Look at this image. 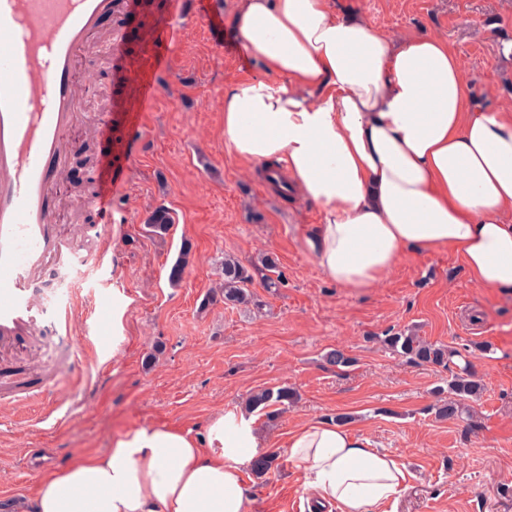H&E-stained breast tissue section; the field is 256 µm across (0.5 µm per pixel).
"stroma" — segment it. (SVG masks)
<instances>
[{"mask_svg":"<svg viewBox=\"0 0 512 512\" xmlns=\"http://www.w3.org/2000/svg\"><path fill=\"white\" fill-rule=\"evenodd\" d=\"M224 21H178V38L156 39L170 0H136L112 20L125 39L112 62L85 73L113 100L137 101V80L155 56L170 59L169 88L155 100L145 127L130 135L112 115L111 154L123 182L112 199L113 273L98 254L96 230L71 214L73 194L60 198L70 241H84L72 267L44 270L38 297L72 296L93 329L76 366H62L35 400L0 399V502L33 498L45 468L103 452L114 439L146 425H172L204 437L211 415L243 408L257 389L287 386L297 399L275 417L259 416L265 452L277 460L264 477L243 474L250 512H308L309 493L288 461L284 442L308 420L335 421L390 452L410 474L395 512H512V292L477 286L460 261L438 250L405 255L378 287L352 293L327 281L305 247L321 223L318 205L275 191L258 166L224 148V94L267 77L232 33L239 0H221ZM388 36L419 32L445 39L459 55L470 98L512 108V0H336ZM159 207L173 223L164 236L146 221ZM191 243L179 283L170 270ZM275 253L288 284L263 286V254ZM249 266L256 302L230 308L214 298L225 256ZM124 292V317L100 304L105 289ZM456 349L482 383L473 416L437 419L431 407L450 373L407 362L379 343L388 330ZM123 337L113 347V337ZM338 348L355 364L325 365ZM50 453L48 467L38 449Z\"/></svg>","mask_w":512,"mask_h":512,"instance_id":"stroma-1","label":"stroma"}]
</instances>
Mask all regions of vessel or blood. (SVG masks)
Segmentation results:
<instances>
[{
    "instance_id": "1",
    "label": "vessel or blood",
    "mask_w": 512,
    "mask_h": 512,
    "mask_svg": "<svg viewBox=\"0 0 512 512\" xmlns=\"http://www.w3.org/2000/svg\"><path fill=\"white\" fill-rule=\"evenodd\" d=\"M116 0H0V375L16 363L36 359L44 344L46 319H54L65 339L80 324L71 298L54 304L39 301L33 284L50 266L64 264L68 243L59 224L58 180L77 150L71 131L96 124L112 134L111 113L88 108V89L80 71L93 69L90 47L105 37V49L122 40L120 30L107 33L103 24L116 10ZM177 15L205 14L208 24L222 20L215 8L202 12L199 0H173ZM169 71L167 56H158L149 76L139 78L140 109L128 113V128L144 125L146 102L161 90ZM111 158L101 160L97 190L86 205L99 216L98 234L112 244V194L121 183Z\"/></svg>"
}]
</instances>
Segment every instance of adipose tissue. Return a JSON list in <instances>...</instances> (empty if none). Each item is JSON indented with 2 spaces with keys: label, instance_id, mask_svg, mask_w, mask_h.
<instances>
[{
  "label": "adipose tissue",
  "instance_id": "1",
  "mask_svg": "<svg viewBox=\"0 0 512 512\" xmlns=\"http://www.w3.org/2000/svg\"><path fill=\"white\" fill-rule=\"evenodd\" d=\"M243 49L281 75L224 95V147L279 167L322 210L306 238L336 286L375 287L409 252L447 250L483 288L512 291V110L471 105L447 41L388 38L335 0H240ZM257 417L223 409L204 438L146 426L44 477L32 512H249L242 470ZM310 512H382L409 473L391 453L326 421L289 432Z\"/></svg>",
  "mask_w": 512,
  "mask_h": 512
}]
</instances>
